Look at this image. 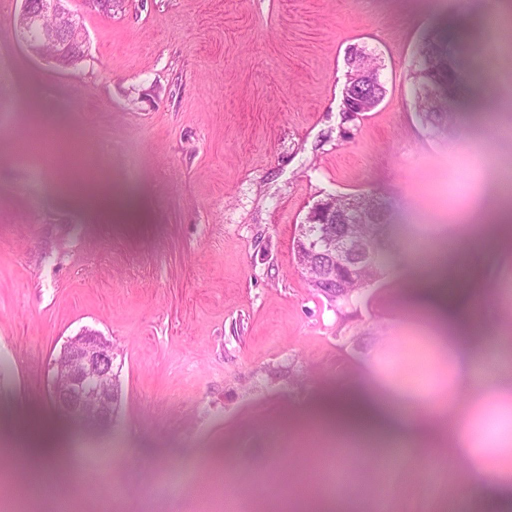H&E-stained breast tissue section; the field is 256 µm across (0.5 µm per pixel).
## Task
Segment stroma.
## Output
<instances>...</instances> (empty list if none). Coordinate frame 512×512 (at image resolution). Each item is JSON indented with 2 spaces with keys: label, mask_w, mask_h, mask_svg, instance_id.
Listing matches in <instances>:
<instances>
[{
  "label": "stroma",
  "mask_w": 512,
  "mask_h": 512,
  "mask_svg": "<svg viewBox=\"0 0 512 512\" xmlns=\"http://www.w3.org/2000/svg\"><path fill=\"white\" fill-rule=\"evenodd\" d=\"M0 0V465L31 485L12 512H177L160 489L211 480L236 512H322L334 492L295 444L307 418L367 385L423 412L448 405L451 366L410 261L388 247L380 278L346 302L312 288L296 259L310 208L330 195H371L399 236L430 225L460 238L486 225L481 161L512 176V140L472 142L512 100V24L488 0H114L111 16L69 0L83 18L84 59L67 71L28 54ZM436 34L458 71L457 121L446 134L417 113L419 46ZM381 62L383 101L341 110L347 52ZM42 172L32 181V169ZM104 185L88 205L76 189ZM448 273L478 298L472 364L512 352V248L487 243ZM91 329L112 343L120 386L112 426L121 454L51 405L53 361ZM407 368L390 371L384 342ZM482 403L464 426L495 467L512 464ZM45 430L69 448L66 476L14 452ZM428 437L380 466L351 468L348 500L391 512H455L472 476ZM432 468L447 495L422 500ZM307 486L308 506L290 495Z\"/></svg>",
  "instance_id": "35a3bbf8"
}]
</instances>
